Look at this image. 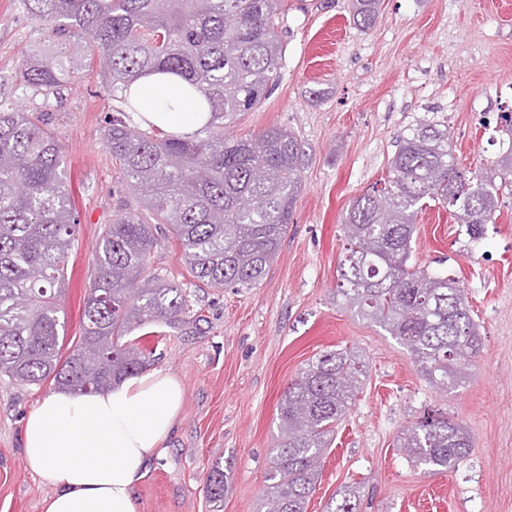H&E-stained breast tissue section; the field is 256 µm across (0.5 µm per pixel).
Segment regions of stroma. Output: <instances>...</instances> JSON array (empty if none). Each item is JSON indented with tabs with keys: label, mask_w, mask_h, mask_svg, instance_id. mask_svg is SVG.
<instances>
[{
	"label": "stroma",
	"mask_w": 512,
	"mask_h": 512,
	"mask_svg": "<svg viewBox=\"0 0 512 512\" xmlns=\"http://www.w3.org/2000/svg\"><path fill=\"white\" fill-rule=\"evenodd\" d=\"M278 32L280 81L233 131L256 136L278 126L303 145L293 221L250 288L194 287L178 241L165 237L155 248L152 271L192 285L198 318L178 329L152 325L145 339L154 366L181 381L184 404L135 488L137 512H213L205 481L217 463L230 475L223 512H258L281 441L278 401L300 369L340 348L358 350L366 374L305 512H327L348 486L359 512H512V183L497 165L508 136L497 115L512 109V0H383L367 29L354 23L351 0H284ZM49 38L20 0H0V100L43 114L64 147L78 215L63 302L73 337L91 248L113 213L137 199L103 141L116 102L100 67L49 98L22 87L23 53ZM420 120L447 127L462 169L494 171L502 184L495 221L479 240L441 205L417 216L413 262L459 280L483 340L467 377L446 392L336 293L348 205L383 187L400 134ZM50 391L0 377V512H41L52 492L22 456L24 419ZM437 411L473 443L439 473L398 446L404 430Z\"/></svg>",
	"instance_id": "1"
}]
</instances>
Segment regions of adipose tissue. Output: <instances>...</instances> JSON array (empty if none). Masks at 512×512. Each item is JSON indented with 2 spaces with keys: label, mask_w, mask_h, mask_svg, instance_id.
<instances>
[{
  "label": "adipose tissue",
  "mask_w": 512,
  "mask_h": 512,
  "mask_svg": "<svg viewBox=\"0 0 512 512\" xmlns=\"http://www.w3.org/2000/svg\"><path fill=\"white\" fill-rule=\"evenodd\" d=\"M130 96L132 117L145 128L187 137L206 119L200 94L171 74L137 79ZM183 401L181 382L162 368L96 393L43 398L27 415L22 437L26 467L54 489L43 512H137L135 486Z\"/></svg>",
  "instance_id": "ef3b65f1"
}]
</instances>
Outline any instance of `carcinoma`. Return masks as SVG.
Listing matches in <instances>:
<instances>
[{
  "label": "carcinoma",
  "instance_id": "1",
  "mask_svg": "<svg viewBox=\"0 0 512 512\" xmlns=\"http://www.w3.org/2000/svg\"><path fill=\"white\" fill-rule=\"evenodd\" d=\"M31 20L51 27L52 43L27 54L22 85L48 97L97 63L123 104L104 131L137 210L112 215L92 247L93 277L81 336L67 356L62 299L77 220L64 178V154L45 120L0 102V375L27 385L101 391L143 370L153 351L131 334L151 323L179 328L191 309L187 289L150 272L158 235L173 236L196 280L250 288L265 275L292 222L304 149L288 129L258 138L227 132L280 78L277 33L282 0H21ZM381 0H356L364 28ZM153 73L183 77L204 98L206 123L188 139L130 127L123 91ZM511 135L498 166L512 171ZM387 186L349 204L347 253L337 295L358 316L398 340L434 387L459 385L482 338L459 281L411 263L414 223L429 201L453 209L476 238L493 222L500 186L469 176L448 129L420 121L399 136ZM352 349L327 350L288 382L278 403L282 441L272 449L261 512H305L321 459L362 384ZM400 447L413 461L450 468L472 450L464 427L446 414L408 428ZM229 477L216 464L206 480L213 507L224 506Z\"/></svg>",
  "mask_w": 512,
  "mask_h": 512
}]
</instances>
